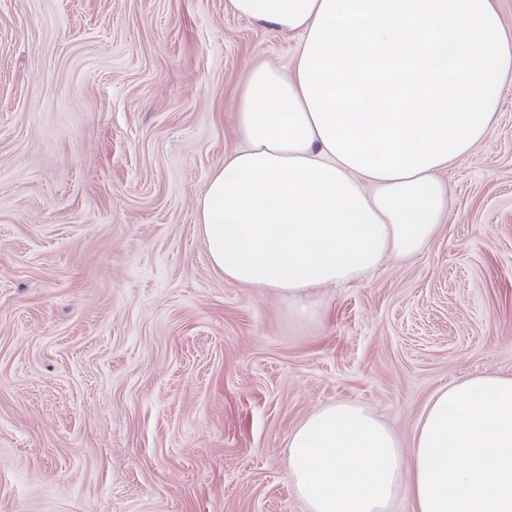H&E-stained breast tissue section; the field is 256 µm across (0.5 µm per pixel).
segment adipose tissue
Here are the masks:
<instances>
[{
  "instance_id": "adipose-tissue-1",
  "label": "adipose tissue",
  "mask_w": 512,
  "mask_h": 512,
  "mask_svg": "<svg viewBox=\"0 0 512 512\" xmlns=\"http://www.w3.org/2000/svg\"><path fill=\"white\" fill-rule=\"evenodd\" d=\"M297 37L288 71L254 67L238 100L241 148L197 200L226 282L266 289L293 317L324 287L424 251L448 219L442 171L486 140L512 86V31L496 0H229ZM308 512H512V377L435 393L410 454L351 402L288 436Z\"/></svg>"
}]
</instances>
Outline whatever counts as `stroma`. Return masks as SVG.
<instances>
[{"label":"stroma","mask_w":512,"mask_h":512,"mask_svg":"<svg viewBox=\"0 0 512 512\" xmlns=\"http://www.w3.org/2000/svg\"><path fill=\"white\" fill-rule=\"evenodd\" d=\"M295 44L228 0H0V512H307L318 408L406 452L438 390L512 377V87L430 247L317 319L210 263L196 200Z\"/></svg>","instance_id":"obj_1"}]
</instances>
